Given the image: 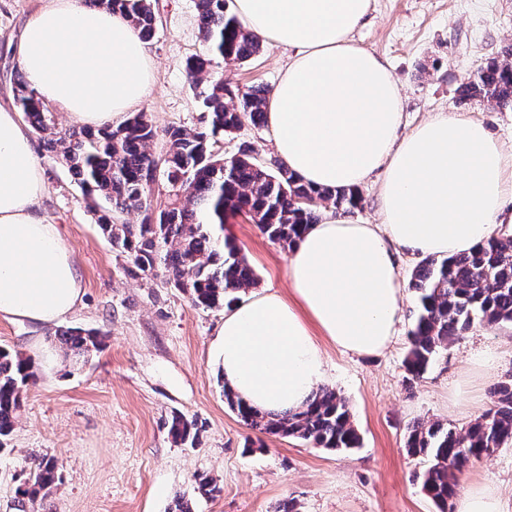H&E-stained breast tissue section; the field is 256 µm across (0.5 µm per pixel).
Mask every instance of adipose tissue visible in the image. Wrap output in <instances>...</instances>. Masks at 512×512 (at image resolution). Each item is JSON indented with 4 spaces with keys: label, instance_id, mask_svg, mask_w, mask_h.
Instances as JSON below:
<instances>
[{
    "label": "adipose tissue",
    "instance_id": "obj_1",
    "mask_svg": "<svg viewBox=\"0 0 512 512\" xmlns=\"http://www.w3.org/2000/svg\"><path fill=\"white\" fill-rule=\"evenodd\" d=\"M248 29L292 56L266 106L280 161L304 183L352 190L379 174L382 221L326 216L288 255L291 297L266 293L224 313L216 359L252 409L301 410L326 381L320 342L372 356L402 321L398 250L471 252L512 224V160L485 126L455 114L400 135L401 96L387 64L352 41L370 0H235ZM42 101L87 126L120 124L154 90V65L122 14L47 0L15 45ZM42 167L20 115L0 106V316L40 325L69 316L83 283L36 206Z\"/></svg>",
    "mask_w": 512,
    "mask_h": 512
}]
</instances>
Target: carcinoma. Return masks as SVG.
Segmentation results:
<instances>
[{
  "mask_svg": "<svg viewBox=\"0 0 512 512\" xmlns=\"http://www.w3.org/2000/svg\"><path fill=\"white\" fill-rule=\"evenodd\" d=\"M83 2L122 13L146 43L158 33L152 0ZM195 6L206 49L187 61L186 70L197 90L204 128L171 127L160 135L137 113L116 127L60 129L54 113L22 78L17 103L46 151L66 164L88 194V207L103 235L126 258V272L138 276L160 270L169 287L210 308L233 303L237 293L258 283L241 250L221 236L227 216L254 214L260 230L289 250L309 226L320 222L322 211L355 208L360 198L354 190L311 187L279 161L260 159L249 144L230 157L215 151L218 136L231 135L246 123L265 125L271 90L254 85L242 91L224 82L220 63L251 58L260 52L262 39L229 10L228 0H195ZM460 98H489L500 109L512 110V47L504 59L481 67L476 79L460 89ZM159 137L165 147L156 155L150 147ZM158 162L165 191V201L159 203L148 185L150 169ZM303 198L315 204L299 203ZM129 211L140 213L141 222H119L118 215ZM409 288L416 293L417 310L404 364L419 377L440 350L474 323L512 325V236L493 239L469 254L421 261ZM56 341L65 354L75 356L102 346L101 333L93 330H62ZM34 378L29 359L0 347V438L12 432L23 392ZM493 397V406L464 429L420 421L408 427L405 447L426 462L418 478L438 512H448L456 472L464 464L512 441V378L499 383ZM224 400L259 434L293 437L336 451L360 445L348 403L332 388H320L306 409L276 416L247 408L227 386ZM169 434L177 444L198 439L195 423L180 415L173 416ZM58 479L56 461L35 463L19 491V512H37Z\"/></svg>",
  "mask_w": 512,
  "mask_h": 512,
  "instance_id": "carcinoma-1",
  "label": "carcinoma"
}]
</instances>
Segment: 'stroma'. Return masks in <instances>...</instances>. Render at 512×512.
Wrapping results in <instances>:
<instances>
[{
	"mask_svg": "<svg viewBox=\"0 0 512 512\" xmlns=\"http://www.w3.org/2000/svg\"><path fill=\"white\" fill-rule=\"evenodd\" d=\"M45 2L0 0V103L16 102L13 45ZM153 5L159 33L147 50L156 87L142 111L161 131L198 128L202 112L186 72L203 49L194 2ZM353 41L386 61L398 83L401 133L437 115L463 114L512 157V111L458 95L481 65L512 46V0H371ZM289 55L264 46L245 62L222 65L224 80L242 89L276 85ZM35 151L47 188L38 210L57 226L84 288L62 326L97 330L105 346L83 360L36 367L14 430L0 443V512H16L28 468L42 458L57 460L60 470L43 512H171L178 496L195 500L197 512H281L289 502L296 512H437L415 479L422 461L406 451L407 427L417 420L462 427L487 411L494 388L512 376V325L474 324L414 378L404 368L415 307L407 294L399 334L381 354L357 357L321 344L327 385L346 399L360 448L337 452L256 434L224 404L213 359L223 308L194 305L162 276L127 275L66 165L43 146ZM224 236L253 266L257 293L289 295L286 250L237 216L225 220ZM57 329L0 317V345L29 358L36 344L54 343ZM486 347L498 352V365L475 374L468 359ZM177 414L194 421L196 444L172 441ZM201 476L216 480L219 496H199ZM458 483L463 491L493 484L512 512V442L471 461Z\"/></svg>",
	"mask_w": 512,
	"mask_h": 512,
	"instance_id": "35a3bbf8",
	"label": "stroma"
}]
</instances>
